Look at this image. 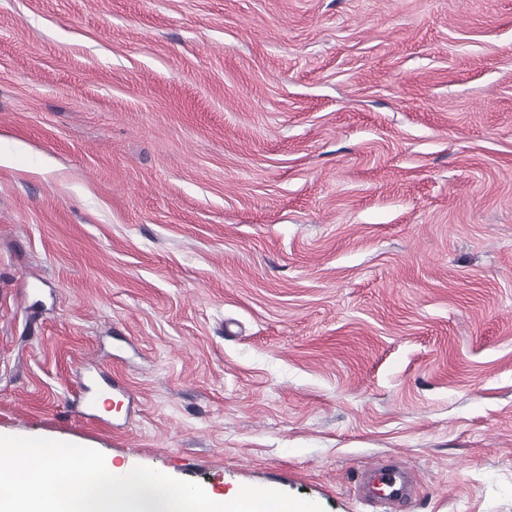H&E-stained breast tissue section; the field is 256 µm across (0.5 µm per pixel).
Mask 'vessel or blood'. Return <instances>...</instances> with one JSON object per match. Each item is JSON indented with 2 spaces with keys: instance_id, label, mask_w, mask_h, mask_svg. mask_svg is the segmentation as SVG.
<instances>
[{
  "instance_id": "1",
  "label": "vessel or blood",
  "mask_w": 512,
  "mask_h": 512,
  "mask_svg": "<svg viewBox=\"0 0 512 512\" xmlns=\"http://www.w3.org/2000/svg\"><path fill=\"white\" fill-rule=\"evenodd\" d=\"M358 493L364 502L378 506L382 512H403L412 499V476L400 464L378 463L362 472Z\"/></svg>"
}]
</instances>
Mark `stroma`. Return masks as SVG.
I'll list each match as a JSON object with an SVG mask.
<instances>
[{"mask_svg": "<svg viewBox=\"0 0 512 512\" xmlns=\"http://www.w3.org/2000/svg\"><path fill=\"white\" fill-rule=\"evenodd\" d=\"M1 152V435L512 512V0H0ZM358 493L364 502L381 508L380 512H408L402 509L412 499V476L395 462L378 463L362 472Z\"/></svg>", "mask_w": 512, "mask_h": 512, "instance_id": "35a3bbf8", "label": "stroma"}]
</instances>
